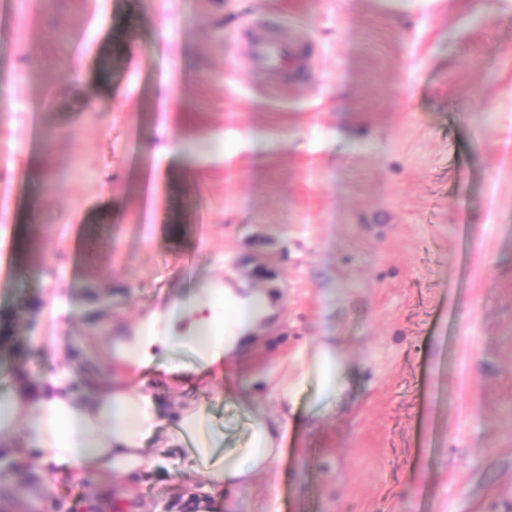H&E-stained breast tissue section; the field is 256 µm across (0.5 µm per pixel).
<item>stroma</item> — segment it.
Listing matches in <instances>:
<instances>
[{
	"label": "stroma",
	"mask_w": 512,
	"mask_h": 512,
	"mask_svg": "<svg viewBox=\"0 0 512 512\" xmlns=\"http://www.w3.org/2000/svg\"><path fill=\"white\" fill-rule=\"evenodd\" d=\"M257 34L299 68L254 67ZM0 61V390L114 373L188 280L278 306L230 375L129 374L167 423L203 403L234 451L299 347L347 360L247 488L33 452L0 512H512V0H0Z\"/></svg>",
	"instance_id": "1"
}]
</instances>
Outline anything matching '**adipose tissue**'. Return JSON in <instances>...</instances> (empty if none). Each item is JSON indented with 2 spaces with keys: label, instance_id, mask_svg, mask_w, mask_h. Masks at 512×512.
<instances>
[{
  "label": "adipose tissue",
  "instance_id": "adipose-tissue-1",
  "mask_svg": "<svg viewBox=\"0 0 512 512\" xmlns=\"http://www.w3.org/2000/svg\"><path fill=\"white\" fill-rule=\"evenodd\" d=\"M208 308L207 302L193 297L174 314L175 319L188 320L184 333L139 339L123 347V358L147 365L155 359V348L186 343L203 355V364L195 372L198 379L223 373L270 313V301L259 294L240 296L228 290L224 293L227 319H219ZM344 364L338 347L322 346L315 351L308 371L319 380L321 398L335 395ZM75 378L74 369L67 366L43 383L17 382L0 392V447L35 451L44 464L57 467L60 473L76 470L98 479L140 472L163 462L165 449L189 441L192 451L179 461L178 469L189 473L206 464L212 482L205 491L211 495L243 487L279 454L277 435L283 432V423L259 415L253 421L248 446L219 455L224 434L200 405L180 409L164 444L146 453V442L158 424L154 399L121 378L95 379L83 391L75 388Z\"/></svg>",
  "mask_w": 512,
  "mask_h": 512
}]
</instances>
